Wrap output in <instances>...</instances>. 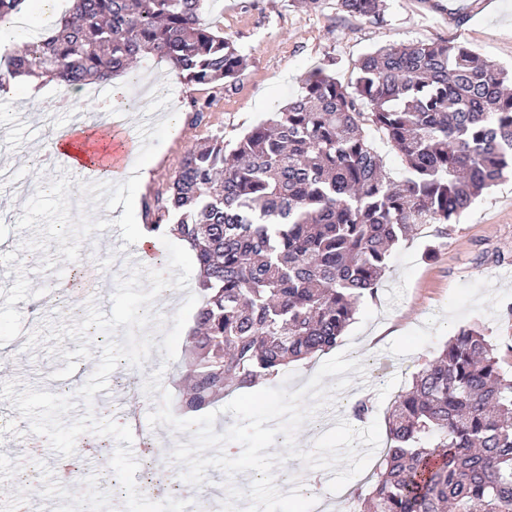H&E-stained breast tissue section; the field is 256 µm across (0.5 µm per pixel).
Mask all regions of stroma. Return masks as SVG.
I'll use <instances>...</instances> for the list:
<instances>
[{
  "label": "stroma",
  "mask_w": 512,
  "mask_h": 512,
  "mask_svg": "<svg viewBox=\"0 0 512 512\" xmlns=\"http://www.w3.org/2000/svg\"><path fill=\"white\" fill-rule=\"evenodd\" d=\"M449 0H388L384 22L373 23L340 13L336 0H216L211 17L245 55L247 67L240 80L218 97L201 86L185 84L168 62L148 56L133 75H121L122 92L134 99L123 108L125 131L136 134L146 114H153L150 139L132 169L149 166L146 183L124 180L110 203H102L84 181L70 172L45 167L32 180V157L51 153L57 131L71 115L55 110L54 84L43 86L38 102L20 95L0 99V123L6 124L10 144L0 145V169L11 170V180L0 182V247L14 256L0 273V362L10 365L8 380L39 391L64 388L77 392L93 373L97 361L79 359L74 374L52 379L64 368L62 351L76 350L77 340L47 339L49 325L72 323L85 310L87 297L102 278L117 280L130 267L125 252L134 244L136 223H153V213L166 196L168 183L181 158L208 136L220 133L236 141L262 123L302 90L306 73L334 63L337 78L350 82L363 55L393 43L462 41L489 61L512 66V0H490L488 5L450 16ZM212 98L203 117H196L194 100ZM179 117L169 121V114ZM108 217L99 233L111 242V252L100 251L76 229L97 223V207ZM74 280L68 303H58L53 288L58 279ZM512 176L484 193L457 223L429 224L417 235L400 240L376 297L361 300L354 321L338 341L336 352L360 362L363 374H351L340 391L296 433V444L313 450L317 438L347 419V408L359 390H367L371 415L385 421L387 409L406 390L414 374L432 360L461 327L475 325L499 349L512 346ZM41 333L34 349H26L29 335ZM181 349L172 362L152 351L143 366L120 363L108 378L107 389L96 393L86 408L107 409L112 420L123 410L148 415L157 397L143 391L146 378L161 372L162 385L178 396L188 363ZM31 434L28 421L10 402L0 400V483L14 480L11 456L20 454Z\"/></svg>",
  "instance_id": "1"
}]
</instances>
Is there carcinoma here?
Listing matches in <instances>:
<instances>
[{
  "label": "carcinoma",
  "instance_id": "obj_1",
  "mask_svg": "<svg viewBox=\"0 0 512 512\" xmlns=\"http://www.w3.org/2000/svg\"><path fill=\"white\" fill-rule=\"evenodd\" d=\"M211 0H72L8 77L108 84L143 56L188 85L226 91L246 59L205 18ZM374 23L386 0H337ZM405 165L384 169L369 132ZM512 174V69L467 44L412 41L363 56L355 81L328 67L233 144L211 135L181 159L148 232L188 244L201 303L177 412L202 413L289 363L333 348L376 295L393 247L454 224ZM512 356L462 328L387 411L390 446L353 512H512Z\"/></svg>",
  "mask_w": 512,
  "mask_h": 512
}]
</instances>
